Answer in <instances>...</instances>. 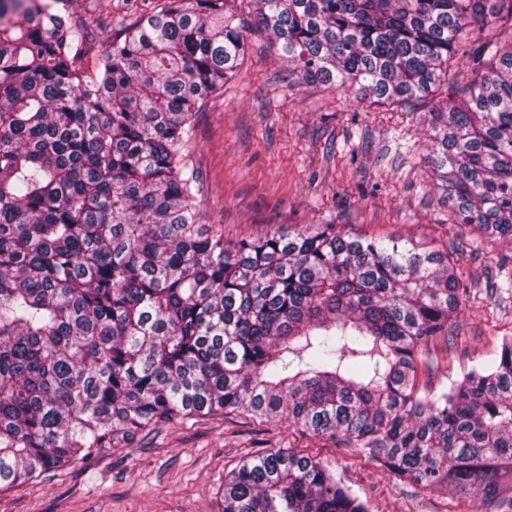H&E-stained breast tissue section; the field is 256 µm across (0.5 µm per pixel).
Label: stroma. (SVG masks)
<instances>
[{
  "label": "stroma",
  "instance_id": "obj_1",
  "mask_svg": "<svg viewBox=\"0 0 512 512\" xmlns=\"http://www.w3.org/2000/svg\"><path fill=\"white\" fill-rule=\"evenodd\" d=\"M162 2L74 0L78 15L107 22L83 69L93 71L105 44ZM247 44L238 74L204 103L185 149L202 223L223 225L229 241L346 224L356 233L446 247L448 200L423 190L433 149L428 111L431 101L459 96L466 78L449 76L432 100L405 111L298 82L266 34L248 33ZM457 333L448 354L452 380L487 363L498 337L512 336V304L462 301ZM272 447L328 463L367 512H496L419 489L330 439L239 411L161 423L87 462L0 490V512H223L227 473Z\"/></svg>",
  "mask_w": 512,
  "mask_h": 512
}]
</instances>
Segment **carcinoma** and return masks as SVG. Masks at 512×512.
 <instances>
[{
	"label": "carcinoma",
	"instance_id": "carcinoma-1",
	"mask_svg": "<svg viewBox=\"0 0 512 512\" xmlns=\"http://www.w3.org/2000/svg\"><path fill=\"white\" fill-rule=\"evenodd\" d=\"M165 0L77 67L72 0H0V490L219 410L329 437L422 489L512 512V336L448 388L465 254L512 299V0ZM483 72L431 112L427 185L469 239L345 224L224 241L182 155L263 31L301 83L426 99L470 34ZM224 512H366L286 448L224 480Z\"/></svg>",
	"mask_w": 512,
	"mask_h": 512
}]
</instances>
